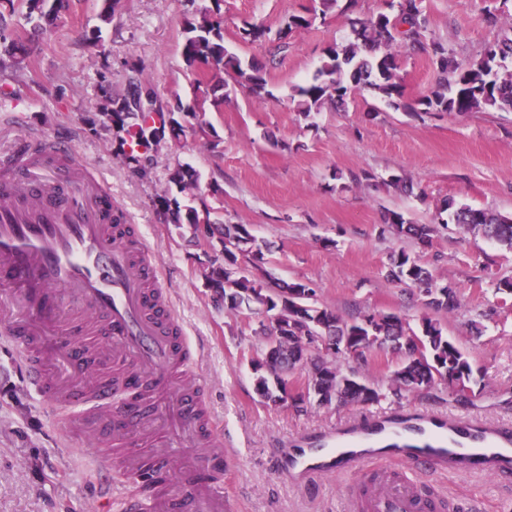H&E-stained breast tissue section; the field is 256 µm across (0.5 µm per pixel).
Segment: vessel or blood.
I'll use <instances>...</instances> for the list:
<instances>
[{"instance_id":"b4317fda","label":"vessel or blood","mask_w":512,"mask_h":512,"mask_svg":"<svg viewBox=\"0 0 512 512\" xmlns=\"http://www.w3.org/2000/svg\"><path fill=\"white\" fill-rule=\"evenodd\" d=\"M24 176L0 196V334L21 351L26 379L52 405L81 407L87 440L104 467L135 480L120 512H210L224 503L223 449L214 445L194 349L162 285L139 225L112 201L100 178L38 137L0 152V170ZM136 385L130 406L112 387ZM214 479L177 481L182 434ZM343 464L357 484L348 512H466L441 495L422 496L416 474L512 473V428L427 418L412 426L332 437L288 452L289 473L307 480Z\"/></svg>"}]
</instances>
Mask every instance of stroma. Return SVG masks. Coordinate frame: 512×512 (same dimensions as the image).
Masks as SVG:
<instances>
[{"label": "stroma", "instance_id": "stroma-1", "mask_svg": "<svg viewBox=\"0 0 512 512\" xmlns=\"http://www.w3.org/2000/svg\"><path fill=\"white\" fill-rule=\"evenodd\" d=\"M491 0H424L434 36L462 59L512 29V15L485 22ZM320 0H120L110 19L102 0H71L50 33L31 39L25 0H0V15L30 53L21 70L0 73V147L28 136L65 145L112 192L114 203L137 224L154 250L186 335L197 350L215 437L224 441L227 512H344L349 476L294 483L279 455L330 433L398 414L444 420L482 419L512 427V251L478 233L446 223L438 210L448 200L512 215V112H419L440 73L420 54L400 48L404 105H388L373 89L352 91L344 106L328 103L304 121L298 87L315 75L327 46L349 39V18L388 12V0H338L319 13ZM220 7L224 43L267 66L270 94L260 98L225 79L219 109L183 117L179 138L166 139L146 174L116 155L112 124L98 107L101 74L121 93L132 67L162 98H193V74L182 55L186 16ZM315 10L310 27L295 31L288 51L272 54L267 41L242 42L248 24L278 30L290 15ZM201 175L202 197L180 194L182 205L217 208L227 224H246L261 244L263 270L273 280L305 282L316 306L349 320L363 313L395 312L418 325L429 309L408 285L388 281L391 253L405 250L451 284L458 307L437 312L447 333L468 355L478 380L470 403L457 402L446 385L394 396L399 361L388 350L367 353L358 374L379 401L346 407L308 405L295 412L265 403L255 389L263 319L258 304L230 310L216 305L205 274L220 261L218 247L194 242L189 225L167 223L156 200L170 186L177 164ZM411 178L424 198L388 186L390 174ZM432 225L429 242L397 237L387 211ZM79 414L51 406L24 379L20 350L0 335V512H88L98 463L92 450L62 427ZM429 487L452 501H476L480 512H512V476L468 478L435 474Z\"/></svg>", "mask_w": 512, "mask_h": 512}]
</instances>
